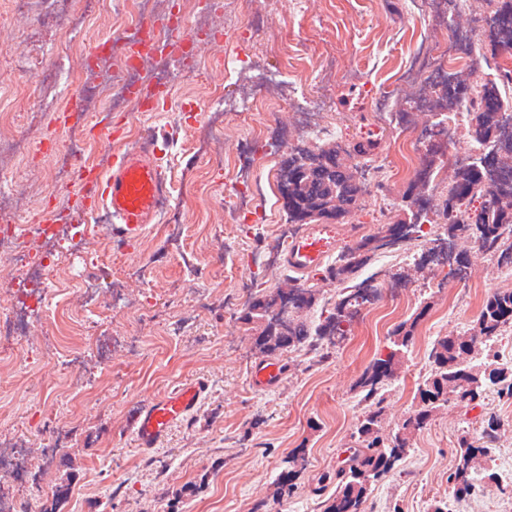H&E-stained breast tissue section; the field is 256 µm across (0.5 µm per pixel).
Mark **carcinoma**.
Segmentation results:
<instances>
[{
	"instance_id": "1",
	"label": "carcinoma",
	"mask_w": 512,
	"mask_h": 512,
	"mask_svg": "<svg viewBox=\"0 0 512 512\" xmlns=\"http://www.w3.org/2000/svg\"><path fill=\"white\" fill-rule=\"evenodd\" d=\"M484 2L485 21L512 18V0ZM467 99L478 102L481 108L465 115L471 140L485 143L495 138L496 110L503 107L501 96L488 97L475 88ZM343 152L357 156L363 150L358 144L338 145L318 152L300 149L289 156L288 223L337 222L360 208L365 189L356 170L340 157ZM392 210V221L377 233L363 236L326 270V276L343 288L318 323L309 320L317 299L312 279L290 280L273 292L251 290L240 320L253 332L260 353L279 358L304 345L341 346L363 307L371 303L366 281L359 280V275L379 252L399 248L401 255L417 258L416 265L424 268L430 254L424 244L431 237L443 236L451 243L466 241L475 251L492 256L498 267L512 269V166H505L500 158L491 171L473 163L456 168L432 210L411 193ZM427 223L431 228L426 235L402 233L406 225ZM417 247L422 251H415ZM424 314L422 310L411 322L397 325L389 334L386 354L374 359L361 374L357 387L363 411L352 434L349 455L328 477L335 490L323 500L322 512H367L373 486L410 455L413 434L426 427L449 402L476 405L490 385L496 387L499 396L512 399V365L493 363L497 358L493 345L512 327L511 287L488 295L475 324L466 332L434 342L428 356L430 371L415 391V407L397 431L385 432L386 388L403 368L405 353ZM500 427V419L487 413L476 435L464 430L458 436L452 477L456 501L474 495L483 482L498 481L486 458ZM283 463L286 468L274 482V501L279 505L293 493V480L306 469V449L288 453Z\"/></svg>"
}]
</instances>
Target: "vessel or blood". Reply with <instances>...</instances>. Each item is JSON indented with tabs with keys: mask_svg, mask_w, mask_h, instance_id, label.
<instances>
[{
	"mask_svg": "<svg viewBox=\"0 0 512 512\" xmlns=\"http://www.w3.org/2000/svg\"><path fill=\"white\" fill-rule=\"evenodd\" d=\"M77 187L76 208L106 211L112 240L123 245L143 236L167 196L150 142L115 155L108 174L86 169ZM342 239L335 226H308L289 242L283 263L295 273H309L326 263ZM282 376L280 361L266 359L254 365L250 382L255 388L266 390L276 386ZM207 388L206 380L198 377L144 403L132 422L137 447L143 451L157 448L172 427L192 417Z\"/></svg>",
	"mask_w": 512,
	"mask_h": 512,
	"instance_id": "obj_1",
	"label": "vessel or blood"
}]
</instances>
